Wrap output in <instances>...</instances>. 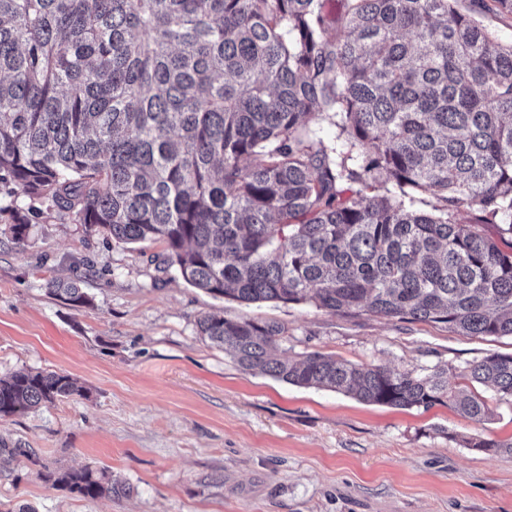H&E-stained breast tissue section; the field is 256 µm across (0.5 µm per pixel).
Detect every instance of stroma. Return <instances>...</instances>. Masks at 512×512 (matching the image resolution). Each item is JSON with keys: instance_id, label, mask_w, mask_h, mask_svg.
Masks as SVG:
<instances>
[{"instance_id": "stroma-1", "label": "stroma", "mask_w": 512, "mask_h": 512, "mask_svg": "<svg viewBox=\"0 0 512 512\" xmlns=\"http://www.w3.org/2000/svg\"><path fill=\"white\" fill-rule=\"evenodd\" d=\"M29 223L16 242L11 224ZM161 242L86 234L75 212L0 183V377L67 374L85 396L0 418V442L35 460L0 463L10 512H512V402L485 398L476 422L447 404L398 408L243 371L198 334L206 313L280 324L279 354L360 365L462 369L512 337L447 325L332 314L310 303L241 304L191 287ZM81 277L91 305L47 292ZM91 467L127 494L84 498L52 475Z\"/></svg>"}]
</instances>
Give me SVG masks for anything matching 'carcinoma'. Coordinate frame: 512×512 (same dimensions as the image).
I'll use <instances>...</instances> for the list:
<instances>
[{"label":"carcinoma","mask_w":512,"mask_h":512,"mask_svg":"<svg viewBox=\"0 0 512 512\" xmlns=\"http://www.w3.org/2000/svg\"><path fill=\"white\" fill-rule=\"evenodd\" d=\"M459 0H0V183L76 211L87 234L162 240L188 284L241 303L512 337V43ZM330 120L346 150L310 134ZM431 191L433 212L414 208ZM49 294L91 303L80 281ZM199 335L246 372L392 407L488 416L448 368L275 356V324L208 313ZM512 399V354L469 363ZM82 387L57 372L0 378V417ZM478 451L512 441L471 438ZM54 484L127 492L90 467Z\"/></svg>","instance_id":"cac0c4a2"}]
</instances>
